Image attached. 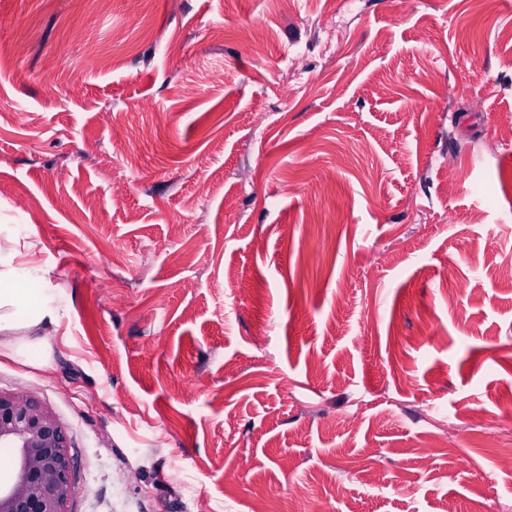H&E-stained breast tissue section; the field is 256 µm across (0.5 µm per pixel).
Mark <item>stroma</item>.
<instances>
[{"mask_svg":"<svg viewBox=\"0 0 512 512\" xmlns=\"http://www.w3.org/2000/svg\"><path fill=\"white\" fill-rule=\"evenodd\" d=\"M0 230L69 512H512V0H0ZM15 248L0 249V354L24 357L39 364L49 362L50 349L45 339L53 336L61 320V295L51 284L48 272L34 262H18ZM37 278L45 283L33 302L19 283Z\"/></svg>","mask_w":512,"mask_h":512,"instance_id":"obj_1","label":"stroma"}]
</instances>
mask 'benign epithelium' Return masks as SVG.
<instances>
[{
    "label": "benign epithelium",
    "instance_id": "benign-epithelium-1",
    "mask_svg": "<svg viewBox=\"0 0 512 512\" xmlns=\"http://www.w3.org/2000/svg\"><path fill=\"white\" fill-rule=\"evenodd\" d=\"M0 447L13 450L0 512H69L75 481L67 434L34 396L0 392Z\"/></svg>",
    "mask_w": 512,
    "mask_h": 512
}]
</instances>
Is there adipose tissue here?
Returning <instances> with one entry per match:
<instances>
[{
	"label": "adipose tissue",
	"instance_id": "ef3b65f1",
	"mask_svg": "<svg viewBox=\"0 0 512 512\" xmlns=\"http://www.w3.org/2000/svg\"><path fill=\"white\" fill-rule=\"evenodd\" d=\"M16 249H0V352L48 363L50 349L45 342L61 320V295L48 284V273L33 262L17 260ZM37 278L46 286L38 299H30L21 281Z\"/></svg>",
	"mask_w": 512,
	"mask_h": 512
}]
</instances>
